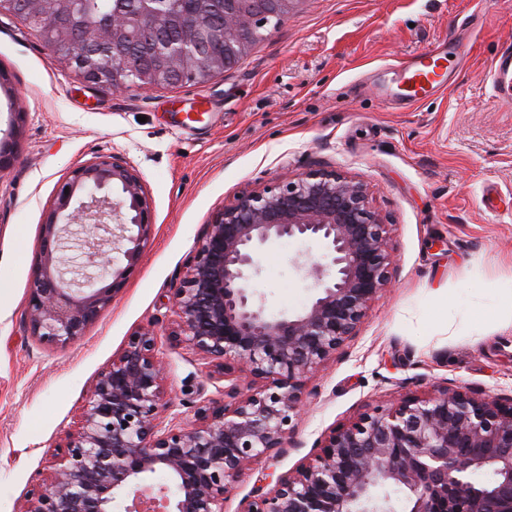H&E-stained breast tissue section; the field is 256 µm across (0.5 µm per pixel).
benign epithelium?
<instances>
[{
  "mask_svg": "<svg viewBox=\"0 0 512 512\" xmlns=\"http://www.w3.org/2000/svg\"><path fill=\"white\" fill-rule=\"evenodd\" d=\"M0 0L21 15L87 83L115 91L196 78L216 59L229 70L260 29L280 22L294 0H169L181 36L143 19L161 0H111L91 20L82 0ZM152 35L162 54L134 59L126 40ZM369 189L335 170H311L242 195L218 211L174 293L176 343L196 351L223 378L229 402L208 400L191 425H162L157 333L139 332L96 380L77 428L49 457L44 486L22 512H224L225 494L247 466L292 446L290 423L305 382L354 336L371 302L390 284L387 224L368 205ZM154 231L151 205L123 155L74 168L42 225L29 288L31 336L55 346L79 339L112 303ZM315 242L325 262L299 254L295 273L311 281L308 304L273 316L256 299L262 250L282 239ZM80 241L66 276L62 255ZM250 377L247 388L232 379ZM162 473L165 484H154ZM512 512V394L484 397L457 386L362 414L332 430L293 474L268 475L243 512Z\"/></svg>",
  "mask_w": 512,
  "mask_h": 512,
  "instance_id": "benign-epithelium-1",
  "label": "benign epithelium"
}]
</instances>
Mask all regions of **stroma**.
I'll use <instances>...</instances> for the list:
<instances>
[{
  "label": "stroma",
  "mask_w": 512,
  "mask_h": 512,
  "mask_svg": "<svg viewBox=\"0 0 512 512\" xmlns=\"http://www.w3.org/2000/svg\"><path fill=\"white\" fill-rule=\"evenodd\" d=\"M456 26L448 87L398 103L395 64L435 48ZM512 43V0H300L231 70L150 91L96 89L54 61L23 20L0 15V512H21L47 453L73 430L99 374L132 335L154 328L164 388L182 423L224 380L172 347L173 293L206 224L241 195L314 169L366 183L389 226L392 279L356 335L307 380L290 428L296 445L252 462L224 499L268 473L295 471L332 428L454 385L512 392V320L488 310L512 289V106L489 74ZM112 152L137 167L154 234L111 305L73 344L40 342L27 305L41 226L78 165ZM267 249L256 281L268 312L293 313L311 291L296 253Z\"/></svg>",
  "instance_id": "35a3bbf8"
}]
</instances>
